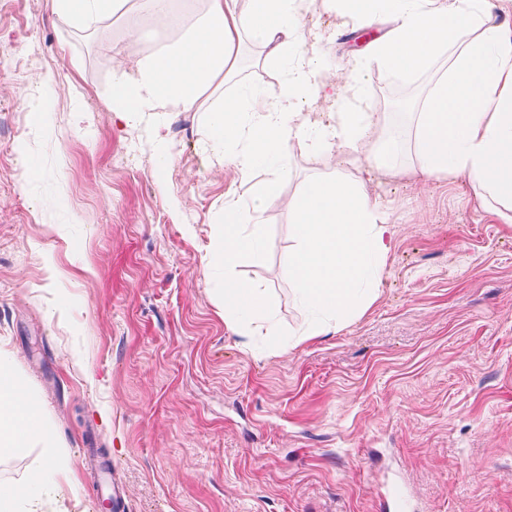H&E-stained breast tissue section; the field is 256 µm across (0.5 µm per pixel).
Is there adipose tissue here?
<instances>
[{
  "mask_svg": "<svg viewBox=\"0 0 512 512\" xmlns=\"http://www.w3.org/2000/svg\"><path fill=\"white\" fill-rule=\"evenodd\" d=\"M84 31L97 28L126 0H53ZM205 10L178 40L148 60L117 67L112 112L135 121L150 113L208 112L207 148L239 173L241 190L224 203V228L214 257L227 275L224 308L261 310L268 301L255 285L232 278L239 258L258 247L254 218L279 192L288 171L280 160L300 144L335 155L337 164L361 162L371 147L376 168L395 170L390 149L372 147L374 116L356 73L330 81L326 58L296 53L310 0H206ZM343 21L364 28L377 18L391 27L370 45L386 75L435 69L438 77L415 118L414 147L422 173L466 176L487 196L512 209V24L499 12L512 0H323ZM178 21L168 0H138L125 28L137 37ZM249 39L270 58L290 62L275 96L250 89L224 96L235 78L236 48ZM333 102L328 124L303 119L307 100ZM284 205L296 239L286 269L301 302L316 313L351 316L368 280L383 269L391 247L390 207L339 177L308 181ZM30 394L11 355L0 349V447L37 437L24 403ZM68 463L54 460L24 485L0 483V512H39L42 496L68 481Z\"/></svg>",
  "mask_w": 512,
  "mask_h": 512,
  "instance_id": "adipose-tissue-1",
  "label": "adipose tissue"
}]
</instances>
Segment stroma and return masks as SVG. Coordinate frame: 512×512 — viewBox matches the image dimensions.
Here are the masks:
<instances>
[{
    "label": "stroma",
    "mask_w": 512,
    "mask_h": 512,
    "mask_svg": "<svg viewBox=\"0 0 512 512\" xmlns=\"http://www.w3.org/2000/svg\"><path fill=\"white\" fill-rule=\"evenodd\" d=\"M305 26L334 31L333 69L359 63L400 172L364 180L393 205L375 300L286 351L311 315L285 270L283 200L363 170L292 146L235 268L272 306L253 335L251 315L224 318L213 247L239 175L207 151L206 113L128 126L109 109L117 63L182 27L133 39L115 15L85 32L51 0H0V347L77 471L44 512H105L109 482L125 512H381L386 478L408 512H512V210L489 213L465 177L418 173L413 118L434 74L384 76L365 43L386 20L358 30L317 6ZM286 74L247 44L224 92L273 95ZM46 458L38 441L0 449V482Z\"/></svg>",
    "instance_id": "35a3bbf8"
}]
</instances>
